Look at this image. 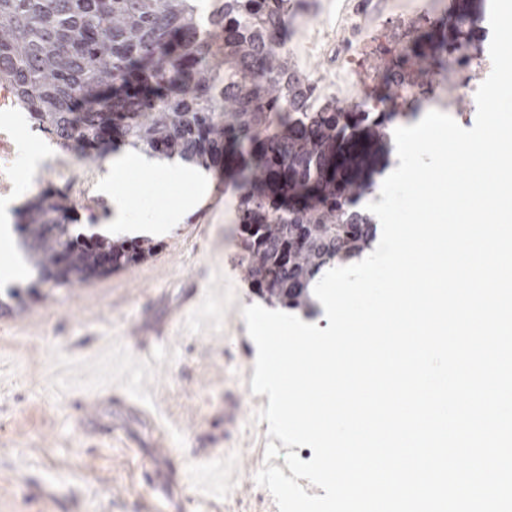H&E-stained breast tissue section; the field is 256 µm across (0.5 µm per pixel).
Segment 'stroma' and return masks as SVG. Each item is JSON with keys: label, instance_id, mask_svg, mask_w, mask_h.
<instances>
[{"label": "stroma", "instance_id": "35a3bbf8", "mask_svg": "<svg viewBox=\"0 0 512 512\" xmlns=\"http://www.w3.org/2000/svg\"><path fill=\"white\" fill-rule=\"evenodd\" d=\"M374 2L368 47L349 4L308 0L291 22L286 47L318 86L313 109L400 99L383 89L384 73L451 4ZM191 190L135 171L124 208L148 201L159 216ZM207 193L219 205L201 203L157 237L148 262L74 287L39 285L20 309L10 291L31 275L0 280V512H279L254 482L269 424L252 423L257 397L243 381L257 348L241 311L261 298L246 275L236 192L214 177ZM117 387L126 404H113ZM221 465L233 477L204 493L200 482ZM187 466L199 483L172 498L168 483Z\"/></svg>", "mask_w": 512, "mask_h": 512}]
</instances>
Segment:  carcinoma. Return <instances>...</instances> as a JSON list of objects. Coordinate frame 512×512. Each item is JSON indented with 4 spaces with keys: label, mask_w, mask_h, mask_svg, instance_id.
<instances>
[{
    "label": "carcinoma",
    "mask_w": 512,
    "mask_h": 512,
    "mask_svg": "<svg viewBox=\"0 0 512 512\" xmlns=\"http://www.w3.org/2000/svg\"><path fill=\"white\" fill-rule=\"evenodd\" d=\"M399 56L438 71L479 49L484 0ZM302 0H0V84L44 131L100 163L122 147L224 175L238 190L247 276L270 303L310 313L311 283L370 246L357 209L390 164L391 130L416 112L367 103L310 111L315 85L283 32ZM82 207L48 184L16 211L41 282L70 287L153 257L149 239L87 232Z\"/></svg>",
    "instance_id": "obj_1"
}]
</instances>
